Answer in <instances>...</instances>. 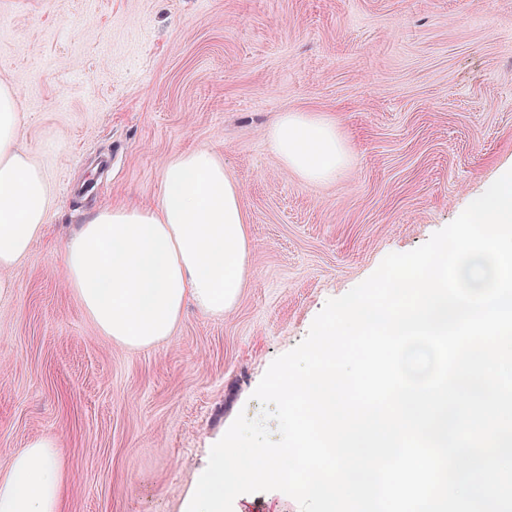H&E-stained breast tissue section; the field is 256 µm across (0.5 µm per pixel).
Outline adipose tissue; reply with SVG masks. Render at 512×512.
Instances as JSON below:
<instances>
[{
  "label": "adipose tissue",
  "instance_id": "1",
  "mask_svg": "<svg viewBox=\"0 0 512 512\" xmlns=\"http://www.w3.org/2000/svg\"><path fill=\"white\" fill-rule=\"evenodd\" d=\"M16 90L0 83V295L43 234L48 186L19 144ZM286 170L315 183L347 159L336 124L312 111L282 113L268 131ZM156 207L105 206L67 239V283L96 330L131 349L168 339L187 305L220 317L247 283L249 250L242 190L211 151L176 155L161 170ZM64 471L57 443L30 440L0 464V512H61Z\"/></svg>",
  "mask_w": 512,
  "mask_h": 512
}]
</instances>
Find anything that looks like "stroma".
I'll list each match as a JSON object with an SVG mask.
<instances>
[{
    "mask_svg": "<svg viewBox=\"0 0 512 512\" xmlns=\"http://www.w3.org/2000/svg\"><path fill=\"white\" fill-rule=\"evenodd\" d=\"M0 83L51 196L0 296V461L53 437L63 512H183L326 301L512 168V0H0ZM304 110L346 142L333 179L271 150ZM202 148L242 189L248 284L224 317L189 306L128 349L67 287L64 242L102 205L158 206L164 162Z\"/></svg>",
    "mask_w": 512,
    "mask_h": 512,
    "instance_id": "1",
    "label": "stroma"
}]
</instances>
